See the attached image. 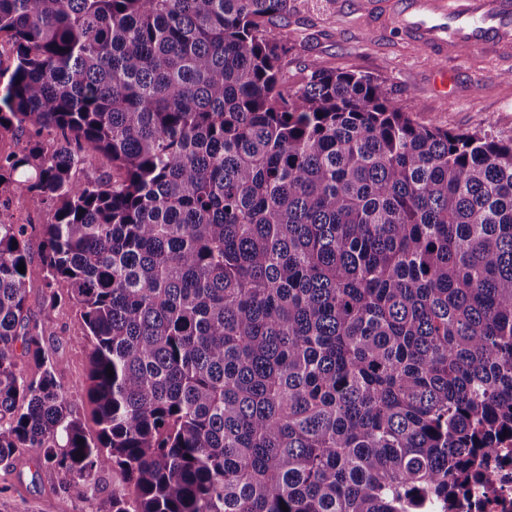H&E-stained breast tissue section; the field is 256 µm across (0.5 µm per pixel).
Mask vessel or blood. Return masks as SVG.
<instances>
[{
	"instance_id": "b4317fda",
	"label": "vessel or blood",
	"mask_w": 512,
	"mask_h": 512,
	"mask_svg": "<svg viewBox=\"0 0 512 512\" xmlns=\"http://www.w3.org/2000/svg\"><path fill=\"white\" fill-rule=\"evenodd\" d=\"M385 22L440 51H498L512 46V0H394Z\"/></svg>"
}]
</instances>
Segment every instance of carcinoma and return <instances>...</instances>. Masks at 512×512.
Listing matches in <instances>:
<instances>
[{"label": "carcinoma", "mask_w": 512, "mask_h": 512, "mask_svg": "<svg viewBox=\"0 0 512 512\" xmlns=\"http://www.w3.org/2000/svg\"><path fill=\"white\" fill-rule=\"evenodd\" d=\"M289 2L0 0V463L91 512H422L512 434V137L356 71L284 89ZM35 231L94 438L29 318ZM108 470L134 494L99 503ZM11 213L17 223L48 224L52 220L53 211L30 194L24 193L14 198Z\"/></svg>", "instance_id": "carcinoma-1"}]
</instances>
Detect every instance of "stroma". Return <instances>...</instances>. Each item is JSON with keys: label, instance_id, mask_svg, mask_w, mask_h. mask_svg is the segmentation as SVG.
Here are the masks:
<instances>
[{"label": "stroma", "instance_id": "stroma-1", "mask_svg": "<svg viewBox=\"0 0 512 512\" xmlns=\"http://www.w3.org/2000/svg\"><path fill=\"white\" fill-rule=\"evenodd\" d=\"M282 36L288 44L285 85L300 86L313 66L354 70L384 82L392 103L416 121L454 131H483L512 136V50L474 52L444 58L419 46L409 37L373 29L389 0H294ZM447 68L455 79L449 96L432 85L436 70ZM31 275L26 284L32 320L42 322L55 339L59 363L56 379L67 393L74 415L87 435H96L94 406L84 386L91 347L83 337L79 316L72 306L44 305L42 241L32 237ZM63 472L29 454L12 465H0V512H91L77 491L60 492Z\"/></svg>", "mask_w": 512, "mask_h": 512}]
</instances>
